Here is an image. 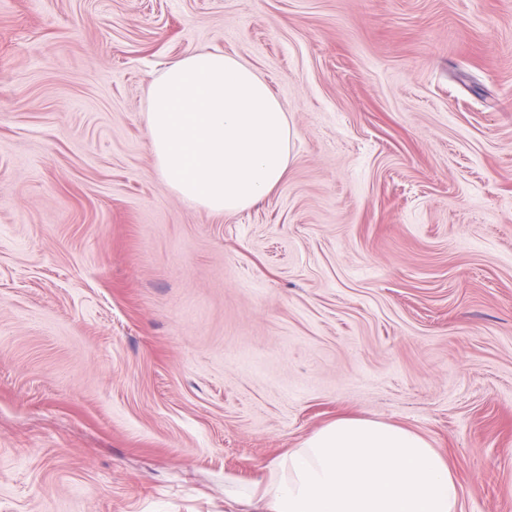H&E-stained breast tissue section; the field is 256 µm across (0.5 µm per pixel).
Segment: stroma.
I'll list each match as a JSON object with an SVG mask.
<instances>
[{
  "label": "stroma",
  "mask_w": 512,
  "mask_h": 512,
  "mask_svg": "<svg viewBox=\"0 0 512 512\" xmlns=\"http://www.w3.org/2000/svg\"><path fill=\"white\" fill-rule=\"evenodd\" d=\"M201 51L296 131L239 212L146 147ZM340 415L512 512V0H0V512H255Z\"/></svg>",
  "instance_id": "obj_1"
}]
</instances>
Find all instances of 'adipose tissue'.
Listing matches in <instances>:
<instances>
[{
    "mask_svg": "<svg viewBox=\"0 0 512 512\" xmlns=\"http://www.w3.org/2000/svg\"><path fill=\"white\" fill-rule=\"evenodd\" d=\"M147 147L158 176L212 213L252 207L284 180L295 132L269 85L217 51L176 60L148 88ZM257 512H459L461 487L420 433L342 417L274 464Z\"/></svg>",
    "mask_w": 512,
    "mask_h": 512,
    "instance_id": "adipose-tissue-1",
    "label": "adipose tissue"
}]
</instances>
